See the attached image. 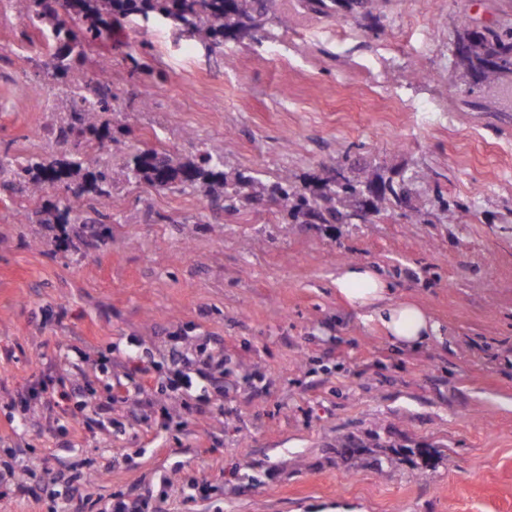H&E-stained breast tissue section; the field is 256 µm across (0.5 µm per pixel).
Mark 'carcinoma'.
Listing matches in <instances>:
<instances>
[{
	"label": "carcinoma",
	"mask_w": 512,
	"mask_h": 512,
	"mask_svg": "<svg viewBox=\"0 0 512 512\" xmlns=\"http://www.w3.org/2000/svg\"><path fill=\"white\" fill-rule=\"evenodd\" d=\"M19 12L50 29L59 45L48 75L66 89L85 86L90 97L68 99L66 109L54 112L47 125L59 128L55 144L69 148V158L58 162L40 153L0 159V188L40 197L50 188L61 191L58 204L45 206L35 216L22 213L18 223L80 224L104 242L109 237L108 213L112 188L119 181L147 183L157 189L176 185L183 192L198 193L224 204L227 213L264 203L272 204L294 224H352L353 201L360 191L382 179L379 170L363 166L342 182H332L338 167L328 168L310 192L284 170L269 180L251 170L224 172V155L201 149L190 158L163 154V167L147 163L154 151H140L120 166L112 160V146L123 143L129 131H108L103 114L112 111V87L88 74L87 49L112 38V22L131 17L153 18L180 28L183 36L199 39L209 51L224 44L231 35L262 43L268 27H288L292 16L280 9V0H16ZM385 0H305V6L330 16L336 8L366 15L380 9ZM456 41L468 45V54L455 63L456 77L473 82L477 99L466 101L471 109L486 110L499 93L512 91V21L481 23L464 21ZM423 175L413 173L394 181L380 192L374 214L394 213L412 207L413 186Z\"/></svg>",
	"instance_id": "carcinoma-1"
}]
</instances>
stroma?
Listing matches in <instances>:
<instances>
[{
  "label": "stroma",
  "instance_id": "1",
  "mask_svg": "<svg viewBox=\"0 0 512 512\" xmlns=\"http://www.w3.org/2000/svg\"><path fill=\"white\" fill-rule=\"evenodd\" d=\"M282 7L296 15L277 33L284 61L120 21L94 53L126 152L205 145L227 171L308 186L334 161L422 171L464 204L458 223L435 207L426 224H290L122 182L95 246L76 224L17 223L57 191H0V512H50L74 491L93 512L148 493L160 512H512V111H466L452 55L463 18L512 19V0H387L379 21L344 17L360 40L344 54L338 21ZM146 44L164 80L135 71ZM52 51L0 0V156H65L37 135L33 86L64 94L43 77ZM351 261L424 306L441 339L394 347L337 294ZM175 346L224 354L223 393L195 384L191 412L162 378ZM375 433L383 447L336 445ZM390 444L402 462L385 464Z\"/></svg>",
  "mask_w": 512,
  "mask_h": 512
}]
</instances>
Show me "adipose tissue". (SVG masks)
<instances>
[{
  "instance_id": "adipose-tissue-1",
  "label": "adipose tissue",
  "mask_w": 512,
  "mask_h": 512,
  "mask_svg": "<svg viewBox=\"0 0 512 512\" xmlns=\"http://www.w3.org/2000/svg\"><path fill=\"white\" fill-rule=\"evenodd\" d=\"M335 284L350 306L368 310L370 318L381 322L389 341L398 349L417 351L439 333L438 323L421 306L410 301H389L386 282L369 266L343 265Z\"/></svg>"
}]
</instances>
